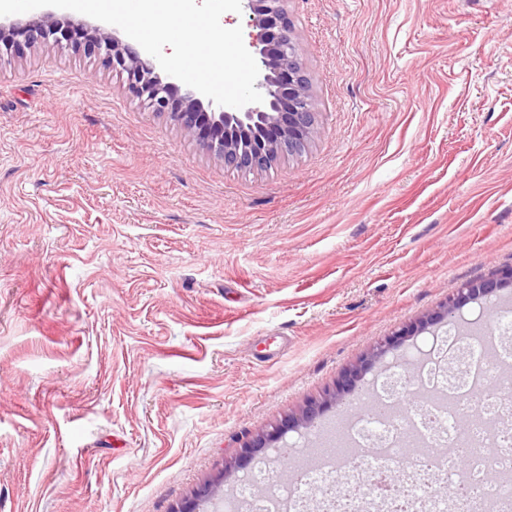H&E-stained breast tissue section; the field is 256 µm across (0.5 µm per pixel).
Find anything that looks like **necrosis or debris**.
Listing matches in <instances>:
<instances>
[{
  "instance_id": "necrosis-or-debris-1",
  "label": "necrosis or debris",
  "mask_w": 512,
  "mask_h": 512,
  "mask_svg": "<svg viewBox=\"0 0 512 512\" xmlns=\"http://www.w3.org/2000/svg\"><path fill=\"white\" fill-rule=\"evenodd\" d=\"M509 363L508 335L478 336L451 325L413 369L396 365L373 379L369 392L378 410L346 421L353 446L371 451L354 481V500L370 497V483L403 466L411 473L410 487L396 495L392 512H412L452 472V448L463 446L470 450L468 472L452 486V496L467 498L468 512H506L512 501V395L502 387L499 369ZM411 439L441 449V456L407 454ZM279 461L274 451L256 459L223 512H307L317 500L345 512L335 475L346 469V460H321L286 487Z\"/></svg>"
}]
</instances>
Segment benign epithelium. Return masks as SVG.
<instances>
[{
  "label": "benign epithelium",
  "instance_id": "7a95c632",
  "mask_svg": "<svg viewBox=\"0 0 512 512\" xmlns=\"http://www.w3.org/2000/svg\"><path fill=\"white\" fill-rule=\"evenodd\" d=\"M252 28L249 46L259 56L257 88L263 102L242 108L204 102L203 94L166 74L157 60L141 48L123 42L85 21L59 18L52 12L37 20L0 19V43L19 57L39 43L54 40L97 57L102 66L126 75L132 96L149 112L168 115L189 136L224 161V165L252 170L263 168L288 152L307 147L318 128L311 108V94L301 60L303 46L289 22L288 0H241ZM512 286V269L478 283H469L446 304L417 323L380 342L358 364L345 370L329 397L307 405L271 430L239 440V451L225 468H239L278 440L280 435L309 423L339 396L356 387L366 372L382 363L386 352L446 322L470 301L479 300Z\"/></svg>",
  "mask_w": 512,
  "mask_h": 512
}]
</instances>
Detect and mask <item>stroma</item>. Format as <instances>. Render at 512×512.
<instances>
[{"label":"stroma","mask_w":512,"mask_h":512,"mask_svg":"<svg viewBox=\"0 0 512 512\" xmlns=\"http://www.w3.org/2000/svg\"><path fill=\"white\" fill-rule=\"evenodd\" d=\"M319 133L239 171L115 73L0 59V512H176L512 267V0H288ZM512 286V269L496 274L478 283H469L464 288H460L456 295L448 299L446 304L440 306L417 323L410 325L406 329L395 332L392 336L381 341L372 352L363 358L358 364L345 370L336 382L334 392L321 401H315L307 405L297 416H289L288 419L282 420L267 432L246 436L239 440V451L233 461L225 465V472L229 468L237 469L243 464L250 463L251 460L263 452L266 448L278 440L280 435L286 430L298 428L302 423H309L315 417L331 406V403L339 396L345 395L356 387L367 371L373 370L377 365L382 363L386 352L397 345L403 343L407 337L418 336L424 332L431 330L435 326L443 324L455 314L460 308L470 301L479 300L489 295L496 294L503 288Z\"/></svg>","instance_id":"obj_1"}]
</instances>
